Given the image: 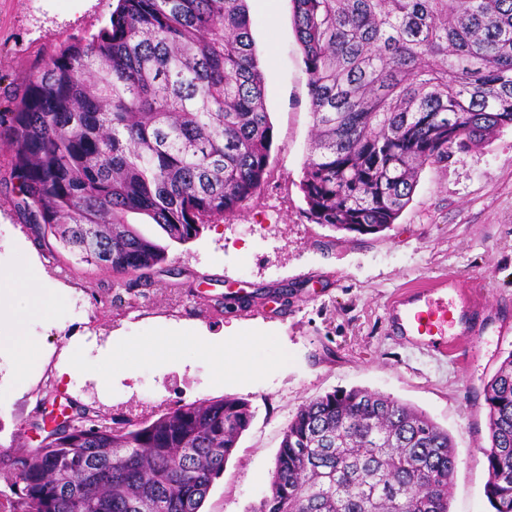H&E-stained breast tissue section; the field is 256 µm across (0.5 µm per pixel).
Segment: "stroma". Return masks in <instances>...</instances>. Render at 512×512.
<instances>
[{
    "label": "stroma",
    "instance_id": "obj_1",
    "mask_svg": "<svg viewBox=\"0 0 512 512\" xmlns=\"http://www.w3.org/2000/svg\"><path fill=\"white\" fill-rule=\"evenodd\" d=\"M118 0H0V114L11 112L45 60L107 26ZM273 125L266 182L234 214L195 239L167 245L144 277L76 264L45 245L16 208L19 183L0 144V273L42 267L63 298L25 333L37 356L24 378L0 351V445L32 427L54 392L103 420H153L168 409L233 395L253 418L201 512H253L270 492L283 431L298 409L336 389L366 388L407 403L447 429L456 453L449 512H490L483 387L512 351V128L489 143L425 165L390 229L350 237L310 223L300 189L310 153L308 76L292 0H248ZM275 24H268L267 12ZM449 278L479 292L484 329L444 357L402 343L388 306L402 289ZM178 340L158 358L143 343ZM258 336L259 371L224 379L222 356L196 352V336ZM80 370L61 376L70 352Z\"/></svg>",
    "mask_w": 512,
    "mask_h": 512
}]
</instances>
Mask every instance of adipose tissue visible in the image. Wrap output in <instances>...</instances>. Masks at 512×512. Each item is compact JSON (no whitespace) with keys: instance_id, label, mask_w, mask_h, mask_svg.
<instances>
[{"instance_id":"obj_1","label":"adipose tissue","mask_w":512,"mask_h":512,"mask_svg":"<svg viewBox=\"0 0 512 512\" xmlns=\"http://www.w3.org/2000/svg\"><path fill=\"white\" fill-rule=\"evenodd\" d=\"M41 271L37 266H30L19 274L0 276V291L11 295H23L26 302L22 308L4 304L0 301V318H7L11 323L9 334H0V348L10 350L14 356V373L24 377L27 373L32 351L25 336L26 325L35 318L48 317L52 307L59 303L60 292L55 288L39 287ZM255 344L254 336L242 333L232 338L216 341L200 337L194 345L202 353H219L229 355L231 361L223 365L222 374L226 377H238L254 373L255 367L250 359V352Z\"/></svg>"}]
</instances>
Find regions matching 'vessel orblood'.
Listing matches in <instances>:
<instances>
[{
  "label": "vessel or blood",
  "mask_w": 512,
  "mask_h": 512,
  "mask_svg": "<svg viewBox=\"0 0 512 512\" xmlns=\"http://www.w3.org/2000/svg\"><path fill=\"white\" fill-rule=\"evenodd\" d=\"M453 290L447 280L439 279L397 295L389 304V314L398 334L443 356L457 345L456 339L448 336L449 327H456L459 336L473 338L467 318L448 302Z\"/></svg>",
  "instance_id": "obj_1"
}]
</instances>
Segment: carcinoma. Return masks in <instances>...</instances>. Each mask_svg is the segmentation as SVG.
<instances>
[{"label":"carcinoma","mask_w":512,"mask_h":512,"mask_svg":"<svg viewBox=\"0 0 512 512\" xmlns=\"http://www.w3.org/2000/svg\"><path fill=\"white\" fill-rule=\"evenodd\" d=\"M313 137L305 217L356 236L394 224L419 170L512 128V0H292ZM16 207L76 261L140 276L261 190L273 145L246 0H119L50 56L0 117ZM494 512H512V352L484 387ZM0 453V512H200L253 418L232 396L108 426L89 412ZM456 456L422 411L335 390L288 422L255 512H449Z\"/></svg>","instance_id":"1"}]
</instances>
